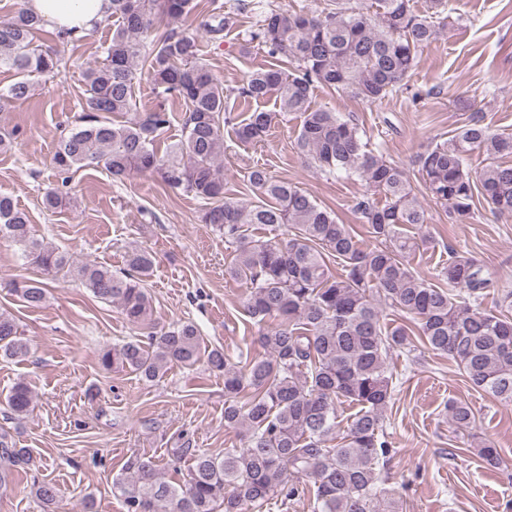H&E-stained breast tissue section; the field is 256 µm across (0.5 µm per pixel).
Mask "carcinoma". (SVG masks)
Segmentation results:
<instances>
[{"label":"carcinoma","mask_w":512,"mask_h":512,"mask_svg":"<svg viewBox=\"0 0 512 512\" xmlns=\"http://www.w3.org/2000/svg\"><path fill=\"white\" fill-rule=\"evenodd\" d=\"M198 9L197 0H112L107 18H117L119 26L103 62L86 70L83 126L62 137L53 162L65 182L74 168L101 165L120 181L134 173L156 174L167 189L203 202V223L222 233L233 250L226 273L249 285L246 309L267 355L244 366L222 348L206 356L209 369L224 376V424L241 432L243 447L218 454L176 449L177 459H188L177 483L164 479L152 457L134 453L113 479L112 493L124 512H262L275 498L287 501L304 492L290 480L294 475L313 481V512H399L377 486L378 469L393 451L385 430L395 395L389 359L411 355L414 340H420L454 359L474 390L512 405V289L464 251H450L441 284L420 277L411 266L419 242L404 228L425 223V212L409 179L369 148L355 123L313 106L312 90L320 85L348 89L365 101L384 98L406 78L441 22L456 12L455 0H428L422 12L414 11L410 0H373L367 12L346 0H329L311 14L272 10L250 40L289 68H260L229 90L201 61L193 33L157 26L163 18L178 20ZM234 22L224 4L210 0L201 28L216 40ZM43 27L24 7L0 21V69L18 76L0 90L1 104L28 99L34 90L30 77L59 72L58 53L37 43ZM144 72L159 104L136 112L134 88ZM233 96L254 101L273 96L279 111L256 110L240 120L228 106ZM169 99L182 102L185 115L180 137L162 150ZM294 113L302 118L296 138L301 157L328 175L365 181L354 211L376 247L361 248L330 207L295 183L273 178L263 166L246 171L258 200L224 199V127L249 143L262 139L275 119ZM477 150L487 163L475 171L469 160ZM420 174L428 197L448 207L453 223L474 218L479 196L497 215L512 217V134L491 131L475 113L421 156ZM249 224L273 236L248 234ZM281 228L288 237L276 234ZM0 240L19 246L30 264L53 277L76 280L94 297L117 305L146 335L102 350L104 369L129 370L153 381L173 363L199 362L194 324L154 330L152 298L144 287L155 262L152 251L131 249L118 273L75 261L34 240L27 215L1 194ZM333 260L341 271L332 272ZM492 291L499 296L497 309L485 310L482 302ZM14 292L30 309L41 308L47 298L40 283L17 285ZM382 304L402 313L404 323L386 327ZM271 317L280 323L270 328L265 323ZM28 354L15 319L1 312L0 356L22 361ZM346 402L359 410L343 428L340 408ZM32 404V391L23 382L6 397L12 419L26 416ZM448 418L456 430L474 421L463 403L449 405ZM33 465L31 451L17 447L1 429L0 479ZM35 495L52 505L61 492L38 483Z\"/></svg>","instance_id":"obj_1"}]
</instances>
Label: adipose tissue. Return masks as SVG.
Wrapping results in <instances>:
<instances>
[{
	"label": "adipose tissue",
	"instance_id": "obj_1",
	"mask_svg": "<svg viewBox=\"0 0 512 512\" xmlns=\"http://www.w3.org/2000/svg\"><path fill=\"white\" fill-rule=\"evenodd\" d=\"M27 8L51 28L83 33L112 10V0H27Z\"/></svg>",
	"mask_w": 512,
	"mask_h": 512
}]
</instances>
